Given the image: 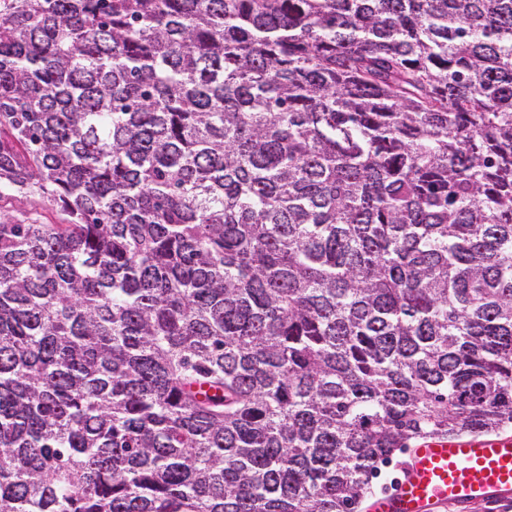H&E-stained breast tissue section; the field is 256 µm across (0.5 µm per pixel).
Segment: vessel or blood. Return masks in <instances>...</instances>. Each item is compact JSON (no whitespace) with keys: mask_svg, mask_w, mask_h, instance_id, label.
<instances>
[{"mask_svg":"<svg viewBox=\"0 0 512 512\" xmlns=\"http://www.w3.org/2000/svg\"><path fill=\"white\" fill-rule=\"evenodd\" d=\"M512 502V434L435 438L406 453L399 475L367 512H469Z\"/></svg>","mask_w":512,"mask_h":512,"instance_id":"1","label":"vessel or blood"}]
</instances>
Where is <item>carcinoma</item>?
<instances>
[{
	"instance_id": "obj_1",
	"label": "carcinoma",
	"mask_w": 512,
	"mask_h": 512,
	"mask_svg": "<svg viewBox=\"0 0 512 512\" xmlns=\"http://www.w3.org/2000/svg\"><path fill=\"white\" fill-rule=\"evenodd\" d=\"M0 512H357L512 428V0H0ZM35 203L33 198L25 194L14 192L11 197H4L0 201V220L3 215L22 217L26 212L33 210Z\"/></svg>"
}]
</instances>
